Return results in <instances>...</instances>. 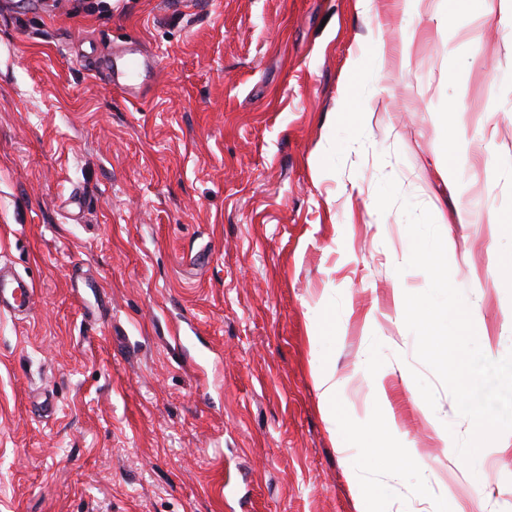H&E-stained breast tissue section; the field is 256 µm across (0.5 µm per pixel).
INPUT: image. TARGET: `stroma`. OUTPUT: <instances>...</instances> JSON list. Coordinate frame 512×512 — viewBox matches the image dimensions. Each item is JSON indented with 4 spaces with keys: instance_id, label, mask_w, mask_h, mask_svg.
Segmentation results:
<instances>
[{
    "instance_id": "1",
    "label": "stroma",
    "mask_w": 512,
    "mask_h": 512,
    "mask_svg": "<svg viewBox=\"0 0 512 512\" xmlns=\"http://www.w3.org/2000/svg\"><path fill=\"white\" fill-rule=\"evenodd\" d=\"M129 43L157 59L135 100L90 65ZM386 177L502 359L512 0H0V263L34 282L0 313V512H358L363 487L374 512H512V431L451 451L472 424L405 326L429 278L395 271ZM378 380L397 478L364 436ZM314 386L328 415L334 414L336 421V382L321 366H312Z\"/></svg>"
}]
</instances>
